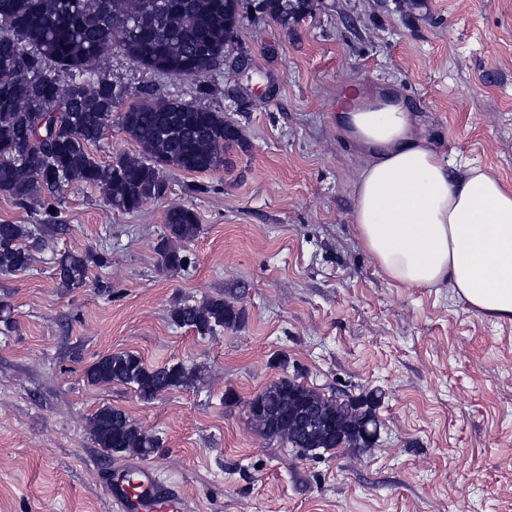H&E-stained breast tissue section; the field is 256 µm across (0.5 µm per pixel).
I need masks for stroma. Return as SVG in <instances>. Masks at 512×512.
<instances>
[{"instance_id": "stroma-1", "label": "stroma", "mask_w": 512, "mask_h": 512, "mask_svg": "<svg viewBox=\"0 0 512 512\" xmlns=\"http://www.w3.org/2000/svg\"><path fill=\"white\" fill-rule=\"evenodd\" d=\"M315 2L290 32L244 18L237 82L161 77L118 51L96 62L131 103L209 86L243 139L230 168H167L165 195L136 213L62 184L51 228L0 193V223L42 225L46 240L29 270L0 274V512H114L108 482L131 457L93 443L104 404L158 438L142 462L185 512H512V323L449 283L385 277L353 220L364 157L336 124L342 85L396 87L452 167L512 190V0ZM174 205L201 231L169 271L157 244ZM87 250L107 265L59 288L57 254ZM210 297L243 308L242 326L200 336L172 322L176 302ZM116 351L202 374L149 403L89 385L85 368ZM283 377L342 399L382 390L377 443L312 456L256 434L247 403Z\"/></svg>"}]
</instances>
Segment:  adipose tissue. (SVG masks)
<instances>
[{
    "mask_svg": "<svg viewBox=\"0 0 512 512\" xmlns=\"http://www.w3.org/2000/svg\"><path fill=\"white\" fill-rule=\"evenodd\" d=\"M336 122L366 162L354 222L407 288L449 282L476 312L512 322V192L483 167L454 175L395 88L346 85Z\"/></svg>",
    "mask_w": 512,
    "mask_h": 512,
    "instance_id": "ef3b65f1",
    "label": "adipose tissue"
}]
</instances>
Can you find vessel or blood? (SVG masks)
<instances>
[{
  "mask_svg": "<svg viewBox=\"0 0 512 512\" xmlns=\"http://www.w3.org/2000/svg\"><path fill=\"white\" fill-rule=\"evenodd\" d=\"M129 468L137 476L134 483L116 478L109 487L117 512H183L184 501L174 487L142 464L133 462Z\"/></svg>",
  "mask_w": 512,
  "mask_h": 512,
  "instance_id": "obj_1",
  "label": "vessel or blood"
}]
</instances>
